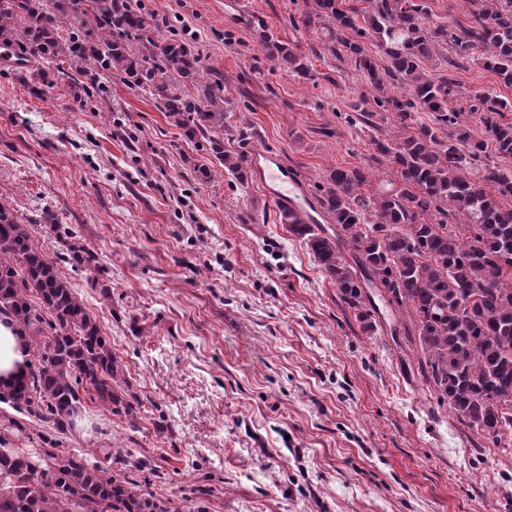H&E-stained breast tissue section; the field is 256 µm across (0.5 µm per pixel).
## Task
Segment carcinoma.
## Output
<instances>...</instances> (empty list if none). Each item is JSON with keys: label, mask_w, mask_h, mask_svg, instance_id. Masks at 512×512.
Masks as SVG:
<instances>
[{"label": "carcinoma", "mask_w": 512, "mask_h": 512, "mask_svg": "<svg viewBox=\"0 0 512 512\" xmlns=\"http://www.w3.org/2000/svg\"><path fill=\"white\" fill-rule=\"evenodd\" d=\"M303 0L300 23L323 30L329 53L344 54L367 76L348 122L377 128L386 108L398 130L372 137L375 161L397 170L370 194L368 168H333L315 196L328 232L305 211L279 209V223L305 241L341 302L364 332L377 331L373 292L410 321L421 376L440 406L480 440L512 444V107L492 95L450 106L461 60L480 59L512 87V0H469L466 22H430L424 0ZM266 58L303 81L309 57L260 26ZM371 44L381 58L371 55ZM0 44L48 64L32 93L73 75L117 72L149 92L158 109L192 138L201 137L227 174L245 183L246 154L224 149V85L202 66L193 42L165 39L140 0H0ZM403 90L393 94L394 89ZM425 112L429 122L415 113ZM477 116L487 139L473 136ZM67 262L91 268L97 255L65 232ZM0 314L25 331L35 362L0 387V403L59 434L72 425L81 391L124 407L115 391L118 361L96 318L23 224L0 205ZM27 431L0 424V512H177L139 491L129 475L108 474L48 438L43 453L10 447Z\"/></svg>", "instance_id": "carcinoma-1"}]
</instances>
